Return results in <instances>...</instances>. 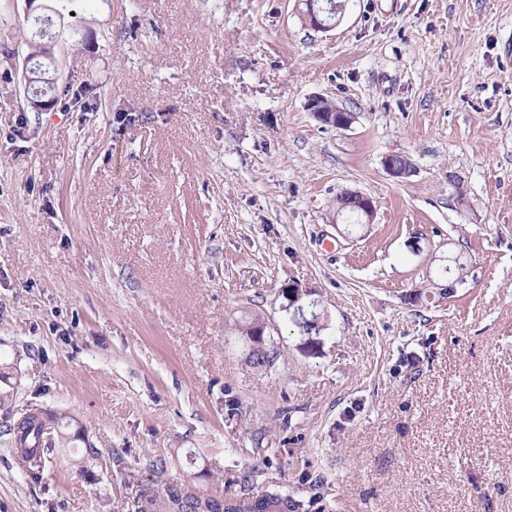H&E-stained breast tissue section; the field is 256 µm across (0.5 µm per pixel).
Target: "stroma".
I'll return each mask as SVG.
<instances>
[{
  "instance_id": "35a3bbf8",
  "label": "stroma",
  "mask_w": 512,
  "mask_h": 512,
  "mask_svg": "<svg viewBox=\"0 0 512 512\" xmlns=\"http://www.w3.org/2000/svg\"><path fill=\"white\" fill-rule=\"evenodd\" d=\"M304 11L93 0L36 112V27L0 0V358L22 374L0 512H135L188 474L304 512H512V0H344L326 31ZM347 190L372 223L337 224ZM292 282L317 302L310 350ZM245 312L275 326L262 370ZM35 408L84 431L36 480L6 433ZM33 59L32 52L26 54V56L23 59V67H22V75L24 78V81L27 85V101L30 104V107L38 112V111H46L52 106V101L54 102V105L57 103V98L52 95L55 91V82L51 80L50 78V66L51 63L47 59L43 57V52L41 51L38 56H36L32 63L36 70V80L33 83L32 92L35 91L38 92V94H42L46 91V93L52 95V99H44V98H36V94L29 95V89L31 86L32 81L34 80L32 77V70L29 67L30 61ZM307 107L314 119L323 126L346 130L354 122V117L351 113L332 105L331 102L323 97L310 99Z\"/></svg>"
}]
</instances>
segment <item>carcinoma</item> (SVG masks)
Listing matches in <instances>:
<instances>
[{"mask_svg":"<svg viewBox=\"0 0 512 512\" xmlns=\"http://www.w3.org/2000/svg\"><path fill=\"white\" fill-rule=\"evenodd\" d=\"M36 70V80L32 91L51 94L55 91V82L50 78L51 63L43 55L33 59ZM336 218L345 220V223L354 226L367 223L362 211L350 204L344 196L336 197ZM70 418L55 413L35 409L14 419L9 425L11 447L15 455L29 471L31 477L39 479L45 455L56 445H68L81 439V431L71 436L62 432ZM223 512H302L304 504L278 491H262L258 494L250 490L237 496L222 498ZM208 510L217 508L213 497H201L197 494L182 497L175 487L168 486L161 492H154L145 496L138 512H194L201 507Z\"/></svg>","mask_w":512,"mask_h":512,"instance_id":"cac0c4a2","label":"carcinoma"}]
</instances>
